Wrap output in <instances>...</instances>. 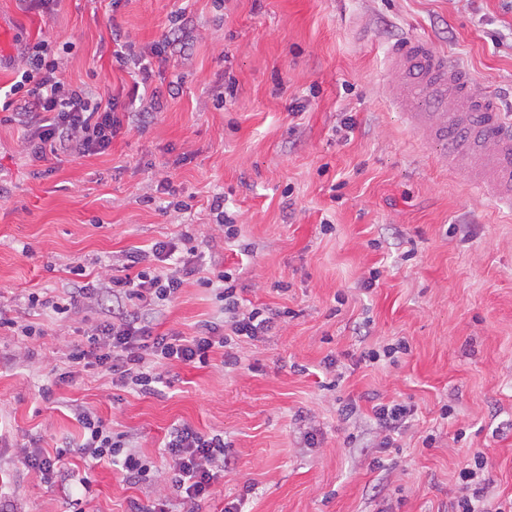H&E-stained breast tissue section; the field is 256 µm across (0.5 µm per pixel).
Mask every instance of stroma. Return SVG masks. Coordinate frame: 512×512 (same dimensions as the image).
Returning <instances> with one entry per match:
<instances>
[{"instance_id":"stroma-1","label":"stroma","mask_w":512,"mask_h":512,"mask_svg":"<svg viewBox=\"0 0 512 512\" xmlns=\"http://www.w3.org/2000/svg\"><path fill=\"white\" fill-rule=\"evenodd\" d=\"M40 35L71 85L116 98L122 129L105 154L35 163L0 110V315L43 330L0 328V480L13 512L152 505L170 493L166 436L185 422L223 435L235 461L200 512L240 496L247 512H454L470 448L487 459L489 512L512 507V213L414 137L384 67L390 46L425 39L512 114V0H59L50 12L0 0V85L17 77V43ZM158 42L168 49L149 78L114 57ZM148 91L159 111H144ZM170 239L201 255L202 275L231 273L277 328L232 342L238 364L219 350L204 367H169L153 395L108 375L62 379L82 323L29 294L64 295L78 264L108 285L125 276V251ZM223 319L217 288L190 276L154 324L191 336ZM400 340L411 352L397 364L360 358ZM377 400L411 408L379 469ZM76 405L130 436L149 480L76 458L50 484L21 463V449L51 453L80 434Z\"/></svg>"}]
</instances>
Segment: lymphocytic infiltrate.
<instances>
[{"label": "lymphocytic infiltrate", "mask_w": 512, "mask_h": 512, "mask_svg": "<svg viewBox=\"0 0 512 512\" xmlns=\"http://www.w3.org/2000/svg\"><path fill=\"white\" fill-rule=\"evenodd\" d=\"M11 63L21 79L11 85L10 95L0 103V108L10 109L14 94L19 89H28L34 105L18 112L16 120L25 130L21 147L31 160L44 162L62 153L85 157L111 148L121 126L116 103L102 101L83 88H69L47 41L22 44ZM176 251L175 242L159 241L151 250L129 254L137 273L112 280L113 290L108 295L89 282L75 286L66 298L59 300L31 296V303L42 304L59 314L80 315L90 300L99 307L98 319L67 356V376L106 372L117 386L134 385L151 394L164 379L163 368L177 363L207 364L210 352L230 346L233 338L255 339L274 329V316L262 308L243 307L228 273L222 271L215 279H204L203 284L208 287L215 281L223 283L228 324L208 321L192 336L155 333L148 306L176 299L186 277L196 272L190 261L177 257ZM109 296L115 297V305H106ZM75 415L83 428L81 441L57 449L52 457L36 448L25 450L23 460L27 467L38 470L50 481L62 475L65 458L76 455L95 464L106 461L121 466L128 479H146L149 466L137 454L126 451L123 435L113 434L88 409H77ZM165 449L172 460L173 495L156 503L150 512H173L178 505L198 512L211 496L219 473L229 463L223 438L184 424L171 432Z\"/></svg>", "instance_id": "lymphocytic-infiltrate-1"}]
</instances>
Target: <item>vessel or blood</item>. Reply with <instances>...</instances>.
I'll return each mask as SVG.
<instances>
[{"instance_id": "1", "label": "vessel or blood", "mask_w": 512, "mask_h": 512, "mask_svg": "<svg viewBox=\"0 0 512 512\" xmlns=\"http://www.w3.org/2000/svg\"><path fill=\"white\" fill-rule=\"evenodd\" d=\"M389 97L417 140L437 146L450 174L512 209V123L489 97L476 96L467 73L419 38L386 55Z\"/></svg>"}]
</instances>
